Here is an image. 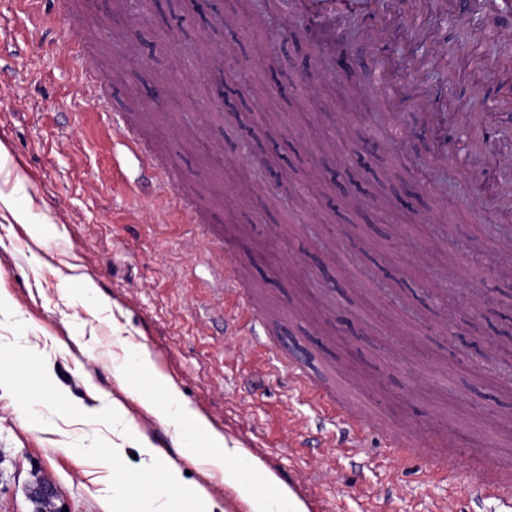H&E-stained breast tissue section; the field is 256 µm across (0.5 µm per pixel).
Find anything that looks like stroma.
I'll list each match as a JSON object with an SVG mask.
<instances>
[{"label": "stroma", "instance_id": "stroma-1", "mask_svg": "<svg viewBox=\"0 0 512 512\" xmlns=\"http://www.w3.org/2000/svg\"><path fill=\"white\" fill-rule=\"evenodd\" d=\"M75 3L81 27L63 19L44 30L0 0V145L12 159L0 181H20L18 203L33 214L19 224L0 208V343L42 355L84 413L40 405L35 424L0 389V512H33L41 478L68 512H105L112 470L73 445L112 441V425L95 418L112 400L139 439L210 492L214 512H248L221 472L181 458L182 430L154 414L162 394L133 366L142 351L179 403L308 512H491L462 488L449 499L462 481L451 464L424 479V462L398 457L378 429L451 430L512 461V354L481 353L488 337L512 347V210L481 218L503 185L495 171H512V140L471 147L512 125V17L471 22L473 0H391L394 13L421 11V25L392 26L378 44L362 18L345 17L347 51L321 21L315 54L299 0H267L260 12L250 0H142L127 4L128 27L112 0ZM386 56L392 84L447 112L457 137L447 164L430 163L435 142L418 111L388 114ZM87 63L106 107L76 91ZM463 86L486 99L458 95ZM120 112L222 231L212 255L192 247L193 224L154 222L152 189L131 188ZM472 169L493 173L477 193L464 182ZM214 261L233 264L280 314L275 352L239 354V324L206 291ZM281 356L368 396L362 454L324 447L335 428L290 391Z\"/></svg>", "mask_w": 512, "mask_h": 512}]
</instances>
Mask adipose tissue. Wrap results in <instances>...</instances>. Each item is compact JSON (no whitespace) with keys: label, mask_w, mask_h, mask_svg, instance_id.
Returning a JSON list of instances; mask_svg holds the SVG:
<instances>
[{"label":"adipose tissue","mask_w":512,"mask_h":512,"mask_svg":"<svg viewBox=\"0 0 512 512\" xmlns=\"http://www.w3.org/2000/svg\"><path fill=\"white\" fill-rule=\"evenodd\" d=\"M154 413L161 419L177 416L186 433L181 455L198 465L220 470L225 485L247 503L249 512H308L272 472L248 459L244 449L229 445L223 436L210 430L195 411L180 406L172 387H165L164 398L155 403Z\"/></svg>","instance_id":"obj_1"}]
</instances>
